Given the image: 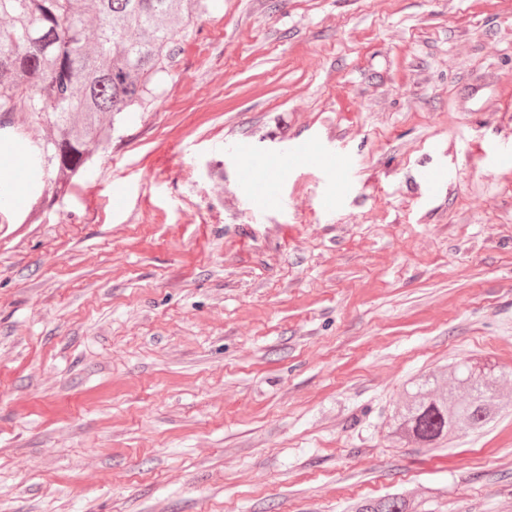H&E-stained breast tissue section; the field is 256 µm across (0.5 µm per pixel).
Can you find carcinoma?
Segmentation results:
<instances>
[{"instance_id":"cac0c4a2","label":"carcinoma","mask_w":512,"mask_h":512,"mask_svg":"<svg viewBox=\"0 0 512 512\" xmlns=\"http://www.w3.org/2000/svg\"><path fill=\"white\" fill-rule=\"evenodd\" d=\"M214 0H0V145L25 149L36 203L64 195L112 131L143 112L171 75L189 27ZM35 128L50 134L29 138ZM452 399L429 377L410 382L389 436L436 448L480 431L504 406L492 370H455ZM351 512H415L404 493L351 505Z\"/></svg>"}]
</instances>
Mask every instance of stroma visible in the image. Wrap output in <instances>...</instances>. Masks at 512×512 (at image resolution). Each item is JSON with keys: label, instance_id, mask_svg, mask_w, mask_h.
I'll return each instance as SVG.
<instances>
[{"label": "stroma", "instance_id": "1", "mask_svg": "<svg viewBox=\"0 0 512 512\" xmlns=\"http://www.w3.org/2000/svg\"><path fill=\"white\" fill-rule=\"evenodd\" d=\"M461 362L512 398V0H216L68 193L0 216V512H512V408L387 434ZM320 156L318 146L309 140H301L289 147V157L296 165H309ZM351 512H417L403 492L389 494L378 500L354 503Z\"/></svg>", "mask_w": 512, "mask_h": 512}]
</instances>
